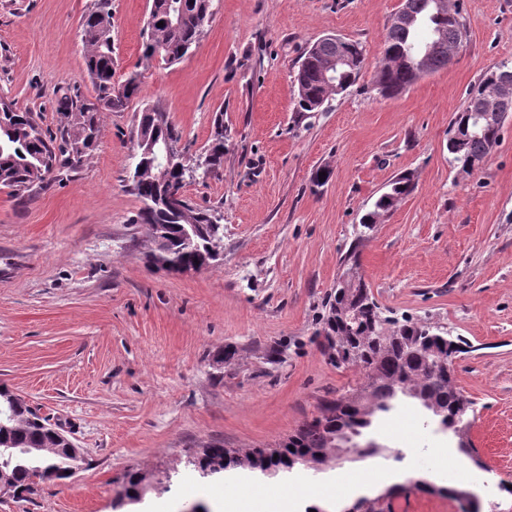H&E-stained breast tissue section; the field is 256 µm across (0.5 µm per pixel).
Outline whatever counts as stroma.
Wrapping results in <instances>:
<instances>
[{
    "instance_id": "stroma-1",
    "label": "stroma",
    "mask_w": 512,
    "mask_h": 512,
    "mask_svg": "<svg viewBox=\"0 0 512 512\" xmlns=\"http://www.w3.org/2000/svg\"><path fill=\"white\" fill-rule=\"evenodd\" d=\"M94 0H0V98L60 116L55 92L93 90L79 29ZM401 0H214L204 35L180 62L144 63L149 0H112L116 75L138 70L142 91L105 113L98 147L73 179L26 204L0 188V384L63 424L86 464L28 500L0 495V512H112L127 469L162 473L208 442L272 446L355 386L336 369L322 319L342 260L392 317L448 328L471 352L455 384L476 409L470 436L486 468L460 470L453 489L480 512H512V120L478 168L448 160V132L471 87L512 63V0H461L466 36L448 67L396 98L374 88L387 23ZM358 41V81L325 112H301L298 61L313 42ZM163 106L190 158L224 118V166L187 181L195 208L224 226L218 261L179 274L145 257L131 223L130 131L144 104ZM328 167L323 187L311 178ZM415 191L365 240L362 216L398 174ZM235 351L220 365L219 350ZM278 353L279 363L269 361ZM402 399L370 438L415 448L413 469L433 480L432 449L459 458L453 433L425 425ZM221 512L223 481L191 477L150 495L147 512L192 503Z\"/></svg>"
}]
</instances>
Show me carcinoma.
Masks as SVG:
<instances>
[{
	"label": "carcinoma",
	"instance_id": "obj_1",
	"mask_svg": "<svg viewBox=\"0 0 512 512\" xmlns=\"http://www.w3.org/2000/svg\"><path fill=\"white\" fill-rule=\"evenodd\" d=\"M213 0H150L145 24L146 39L142 60L156 59L177 63L197 44L213 15ZM404 8L416 15V25L405 28L389 21L383 55L392 62L387 69H376L375 83L383 97L392 98L408 91L419 79L416 52L428 50L426 73L448 66V49L461 45L464 29L460 9L434 0H405ZM85 74L94 96L79 92L64 93L56 100L61 120L53 136L42 133L36 112L20 111L15 103L0 99V187L11 190L25 204L78 171L96 149L103 114L122 112L141 93V73L132 72L115 80L114 41L112 40V0H95L80 25ZM348 57L336 87L325 81L321 64L328 58ZM365 61L363 47L346 39L328 37L314 42L300 60L294 77L298 107L303 112H323L331 96L345 91L359 78ZM484 82L470 90L463 109L451 120L448 138L449 162L462 170L479 166L498 143L501 128L474 122ZM181 135L166 110L147 105L138 113L130 142L137 145L132 155L130 191L140 206L133 223L143 227L150 260L169 270L186 266L201 269L215 258L210 252L221 248L220 226L214 213L193 207L186 197L176 206L167 203L172 191H183L182 170L190 166L185 152L173 161L164 159L165 145L179 144ZM207 177L224 165V121L214 118L213 132L205 146ZM415 189L413 176L404 173L389 184V196L377 198L373 209L361 219V227L371 229L375 211L389 213L396 203ZM324 332L331 362L338 369L357 370L363 382L326 402L319 416L304 423L288 440L271 447L226 448L222 443H207L187 457L185 468L191 475L209 480L224 473L246 472L267 479H285L302 470L323 473L341 457L338 434L362 435L380 413L393 408L396 392L405 389L408 398L422 407L438 405L448 417H458L471 425L473 402L454 384L455 360L467 343L436 328L409 319L401 322L387 317L375 301L366 282L359 280L355 292L333 291L327 302ZM68 442L54 431L48 419L34 412L27 402L0 386V489L18 499L32 494L41 483L67 480L79 469L77 457L64 451ZM353 460L381 457L403 462L404 454L393 448L371 443L352 451ZM411 489L448 496L446 485L430 484L411 474ZM172 489V476L162 478L152 472L129 469L123 476V489L113 502L114 512H133L147 494H164Z\"/></svg>",
	"mask_w": 512,
	"mask_h": 512
}]
</instances>
